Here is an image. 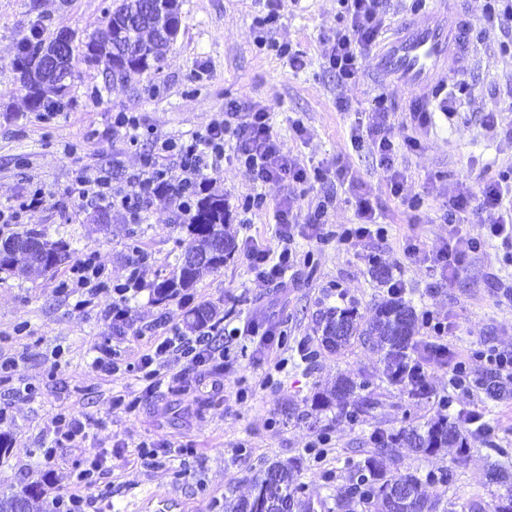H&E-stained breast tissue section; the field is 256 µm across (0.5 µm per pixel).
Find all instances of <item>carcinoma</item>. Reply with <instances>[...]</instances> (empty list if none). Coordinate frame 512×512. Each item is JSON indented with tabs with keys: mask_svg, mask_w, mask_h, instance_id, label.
Here are the masks:
<instances>
[{
	"mask_svg": "<svg viewBox=\"0 0 512 512\" xmlns=\"http://www.w3.org/2000/svg\"><path fill=\"white\" fill-rule=\"evenodd\" d=\"M181 27L180 0H112V8L103 12L101 25L74 54V64L67 67L69 78L77 74L76 64L95 67L105 60L112 78L126 80L158 69L169 45L177 38ZM21 88L29 110L39 112L65 97L68 82L43 66V51L30 40L21 43L15 59ZM226 203L220 195H207L195 203L179 228L186 231L189 250L209 252L215 244L224 246L221 253L208 263L192 266L181 255L169 274L153 286L156 301L162 303L178 296L189 295L200 275L217 271L235 249L234 240L224 229ZM74 250L63 239L54 240L46 230L27 229L16 232L0 243V274H44L66 263ZM217 315L211 304L192 309V325L199 327ZM320 348L339 354L358 342L375 352L385 366L389 384L405 388L408 398L416 401L431 397V388L421 372L422 363H444L447 358L437 349L422 353L417 350L419 316L415 308L390 292L374 314L366 319L355 305L329 307L321 316ZM472 386L493 399L512 397V387L500 375L487 371L472 380ZM368 388V382H356L348 376L336 378L334 386L317 396L320 406L334 405L346 418L353 420L370 408L354 394ZM482 432V426L470 417L452 418L440 413L420 426L402 427L397 431H379L373 436L374 450L352 464L348 472V492L337 500L344 509L355 502L368 512H455L454 504L431 500L422 491L419 476L395 465L383 468L379 458L393 455V448L403 445L428 456L444 447L458 448V456L468 455V437ZM489 480L501 488L494 497L492 512H512V475L502 468L488 470ZM304 484L298 481L296 462L270 463L256 477L253 493L248 497L224 498V512H311V503L302 499ZM39 491L25 487L11 494H0V512H36Z\"/></svg>",
	"mask_w": 512,
	"mask_h": 512,
	"instance_id": "cac0c4a2",
	"label": "carcinoma"
}]
</instances>
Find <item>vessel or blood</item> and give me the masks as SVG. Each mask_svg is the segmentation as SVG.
Wrapping results in <instances>:
<instances>
[{"mask_svg": "<svg viewBox=\"0 0 512 512\" xmlns=\"http://www.w3.org/2000/svg\"><path fill=\"white\" fill-rule=\"evenodd\" d=\"M469 50L464 20L430 14L420 23H404L377 56L376 67L398 84L430 88L445 81L454 59Z\"/></svg>", "mask_w": 512, "mask_h": 512, "instance_id": "obj_1", "label": "vessel or blood"}]
</instances>
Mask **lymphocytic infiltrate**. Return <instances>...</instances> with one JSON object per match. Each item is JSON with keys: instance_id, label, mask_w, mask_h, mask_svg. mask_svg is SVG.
Returning <instances> with one entry per match:
<instances>
[{"instance_id": "1", "label": "lymphocytic infiltrate", "mask_w": 512, "mask_h": 512, "mask_svg": "<svg viewBox=\"0 0 512 512\" xmlns=\"http://www.w3.org/2000/svg\"><path fill=\"white\" fill-rule=\"evenodd\" d=\"M265 2V13L255 18L263 32L260 48L278 59L287 60L291 69L304 70L307 61L303 52L293 49L287 40L276 37L278 0ZM338 2L346 24L331 38L324 59L328 70L335 75L337 85L347 86L359 82L362 76L360 60L379 46L394 4L393 0ZM365 115V120L357 121L352 128L351 146L359 150L365 143H373L378 165L388 174L390 194L402 197L405 177L395 167L397 148L391 138V109L379 96ZM112 135L132 148L152 142L156 151L143 155L138 168L119 177L102 170L79 168L69 193L89 203H107L132 224L145 223L150 207L162 194L173 197L178 215H185L201 195L208 173L217 171L223 163L225 147L229 144L234 147L237 162L244 164L254 181L297 186L321 177L319 169L307 168L284 150L273 133L269 110L257 103L245 106L236 100L227 102L204 130L191 134L185 141L161 137L142 118L126 112L114 116ZM350 195L358 222L354 227L338 231L337 240L345 245H356L381 236L382 231L376 226V207L369 191L358 186ZM296 203V196L288 194L270 207L263 195L255 194L245 197L241 204L242 221L246 224L252 223L260 213L272 211L277 234L284 243L276 254L253 245L246 246L249 263L262 282L279 280L295 262L296 255L290 243L296 226ZM471 214L483 224V236L449 233L447 240L433 253L409 240L404 246L405 256L415 262L433 260L439 266L443 280L447 281L460 274L470 255L497 240L506 250L505 263L512 265V175L483 177L449 195L446 213L449 223H462ZM148 260L146 253L134 252L128 260L129 275L125 283L116 284L100 264L96 252H86L72 267L69 279L71 285L87 291L86 299L79 302L80 307H87L89 298L99 293H111L112 305L105 313L106 318L116 327L127 324L131 317L129 294L141 289ZM223 337V330L216 326L192 338L174 332L157 338L145 352L121 362L115 358V349L105 341L96 348L92 368L133 376L149 389L161 383L164 369L174 362L182 363L184 374L213 375L217 372L216 357L225 349ZM90 426V419L76 409L59 413L54 421L51 444L42 451L44 460H52L57 448L67 444L75 447L87 440ZM111 460V453L103 447L77 467L75 491L53 498L51 512H87L93 496L110 494L111 487L104 484L103 478L112 470Z\"/></svg>"}]
</instances>
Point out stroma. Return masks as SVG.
<instances>
[{
    "instance_id": "1",
    "label": "stroma",
    "mask_w": 512,
    "mask_h": 512,
    "mask_svg": "<svg viewBox=\"0 0 512 512\" xmlns=\"http://www.w3.org/2000/svg\"><path fill=\"white\" fill-rule=\"evenodd\" d=\"M181 28L158 71L121 83L110 80L106 64L79 66L63 107L55 113L32 112L19 89L13 62L23 39L39 30L41 39L69 30L90 34L100 24L106 0H0V206L14 203L30 187L46 191L42 208L30 213L23 225H0V240L17 228L43 229L73 243L77 254L96 251L113 282H123L132 249L148 252L145 286L130 300L131 321L120 340H113L121 355L146 350L156 336L177 328L190 333L192 304L216 305L226 327L249 321L284 331L285 372L273 374L271 363L252 347L233 342L224 358V390L212 391L209 382L170 370L160 387L145 391L122 374L94 371L95 347L112 338V324L102 313L112 296L101 293L85 308L75 296L62 292L69 265L42 276H10L0 281V355L15 360L9 381L0 382V493L28 485L43 492L40 508L48 512L53 497L73 491L72 472L99 446L112 452V496L94 502L89 512H224L228 496H246L252 478L269 463L297 459L304 496L314 512H340L336 501L347 486L348 464L372 450L375 430L395 431L408 423L435 417L438 400L452 395L450 416L477 412L494 428L491 436L470 437V452L458 458L456 449H442L426 457L399 449L402 467L423 477L429 497L449 499L457 508L470 502L491 503L498 486L486 472L496 460V448L512 454V399L494 402L473 387L451 390L448 372L432 370V397L411 401L401 387L390 385L375 354L361 344L345 353L321 352L315 367H307L298 353L301 344L317 348L319 312L355 303L363 314L388 296L387 283L375 277L388 271L402 282L403 297L417 315L432 313L449 322L450 350L470 353L488 343L512 350V301L492 285L490 274L512 277L505 266L500 241L472 256L459 276L442 281L433 263H414L404 255L406 239L437 250L448 236L444 212L456 186L478 174L497 175L512 168V51L500 45L505 34L488 22L485 0H450L449 13H463L469 21L471 53L455 63L449 83L472 89L454 120L435 112L431 125L418 138L417 150L399 151L395 164L406 176L404 192L418 197L420 206L409 212L393 197L375 160L372 146L353 150L350 131L356 116L339 111L338 97L359 109L369 108L375 96H385L393 111V136L402 143L409 130L410 112L425 100L426 90L396 87L373 69L372 56L361 60L359 84L340 87L324 67L325 39L340 22L337 0H280L279 36L306 55L307 66L296 72L287 61L260 49L259 29L250 0H180ZM255 102L272 114L274 132L285 149L306 164L321 167L335 177L344 164L354 181L371 192L384 238L348 248L324 242L298 224L294 245L298 263L288 270L282 285L261 282L241 247L253 240L270 251H280L271 214L253 223L240 221L241 198L263 194L276 204L285 189L259 184L235 160L224 161L211 174L209 193L223 196L228 207L227 229L237 248L222 269L203 273L192 290V304L180 299L156 303L153 285L168 274L188 239L176 228L174 208L155 202L144 224L127 223L124 216L104 205H88L68 195L79 167L120 172L138 165L140 152L125 149L112 138L115 113L143 118L164 136L189 138L203 129L227 101ZM496 115L497 132L485 122ZM304 135H296L295 123ZM79 154H71V146ZM374 251L378 263L366 254ZM346 374L369 382L374 406L357 420L338 416L336 408H320L314 397ZM252 386L247 398L237 399L242 381ZM32 394H25V387ZM122 392L140 395L139 408L112 415V397ZM75 408L91 419L106 418L103 428H92L84 447L58 449L52 463L40 450L47 431L61 411ZM328 439L325 454L314 459L308 447L316 437ZM157 447L159 463L144 466L141 443ZM190 442L194 451L171 455L169 448ZM451 467L453 476L436 478L437 467Z\"/></svg>"
}]
</instances>
